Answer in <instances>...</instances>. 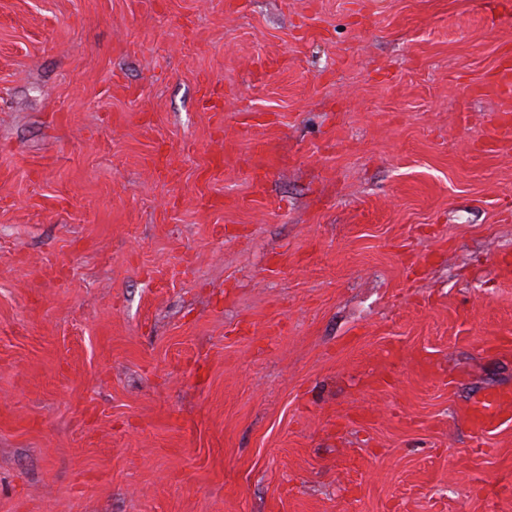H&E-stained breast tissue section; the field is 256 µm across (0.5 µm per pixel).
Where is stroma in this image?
Masks as SVG:
<instances>
[{
	"instance_id": "35a3bbf8",
	"label": "stroma",
	"mask_w": 512,
	"mask_h": 512,
	"mask_svg": "<svg viewBox=\"0 0 512 512\" xmlns=\"http://www.w3.org/2000/svg\"><path fill=\"white\" fill-rule=\"evenodd\" d=\"M507 52L512 0H0V512H512ZM511 87H512V73L510 67L499 69L489 80L484 84V88L495 92L508 101V104L503 113L498 115L496 122L491 131V143L498 145V143L505 137L511 135ZM461 416L476 438H489L512 425V388L483 391L464 405Z\"/></svg>"
}]
</instances>
